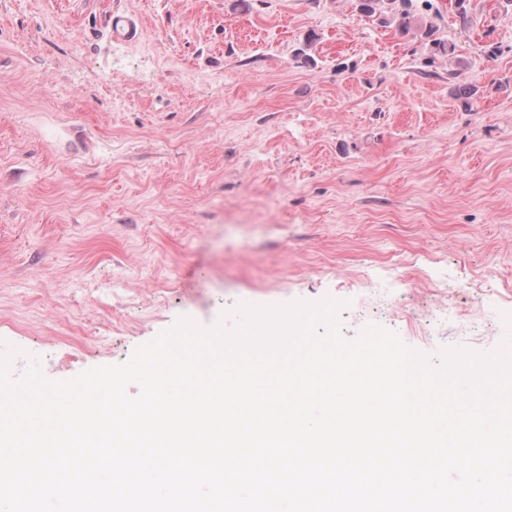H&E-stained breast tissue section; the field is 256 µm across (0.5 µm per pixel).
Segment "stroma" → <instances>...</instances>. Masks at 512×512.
Listing matches in <instances>:
<instances>
[{"label": "stroma", "instance_id": "1", "mask_svg": "<svg viewBox=\"0 0 512 512\" xmlns=\"http://www.w3.org/2000/svg\"><path fill=\"white\" fill-rule=\"evenodd\" d=\"M0 0V352L51 380L183 317L330 296L344 337L512 333V0ZM141 33L117 38L110 16ZM316 33L314 64L295 57ZM499 46L491 55L489 45ZM477 87L471 107L452 92ZM109 344L99 352V344ZM358 0L357 8L361 15L374 18L380 26L395 28L402 36H409L427 46L432 57H448L453 49L435 37L437 27L429 11L430 0Z\"/></svg>", "mask_w": 512, "mask_h": 512}]
</instances>
